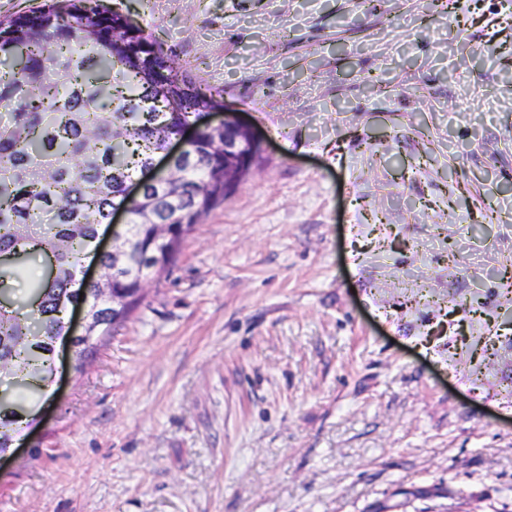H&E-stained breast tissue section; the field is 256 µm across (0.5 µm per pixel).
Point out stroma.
I'll return each mask as SVG.
<instances>
[{
	"label": "stroma",
	"mask_w": 512,
	"mask_h": 512,
	"mask_svg": "<svg viewBox=\"0 0 512 512\" xmlns=\"http://www.w3.org/2000/svg\"><path fill=\"white\" fill-rule=\"evenodd\" d=\"M100 3L257 158L57 348L0 512H512V0Z\"/></svg>",
	"instance_id": "obj_1"
}]
</instances>
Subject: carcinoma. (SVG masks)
I'll return each mask as SVG.
<instances>
[{"mask_svg": "<svg viewBox=\"0 0 512 512\" xmlns=\"http://www.w3.org/2000/svg\"><path fill=\"white\" fill-rule=\"evenodd\" d=\"M126 28V37L112 30ZM0 293L8 294L26 264L52 256L54 278L31 283L30 311L0 305V377L19 392L0 399V448L10 447L17 412L50 379L54 341L65 334L59 305L95 307L96 334L140 305L141 284L168 273L185 235L224 203L223 139L201 128L174 163L175 179L160 178L136 201L125 183L167 141L199 125L203 112L224 109L220 91L202 89L151 35L99 0H48L26 14L0 19ZM166 82L164 107L150 103ZM129 209L135 238L113 287L132 298L121 319L96 308L98 290L76 280L82 254L112 207Z\"/></svg>", "mask_w": 512, "mask_h": 512, "instance_id": "cac0c4a2", "label": "carcinoma"}]
</instances>
